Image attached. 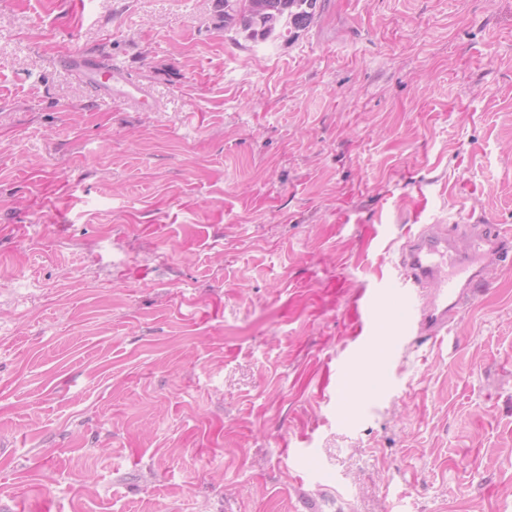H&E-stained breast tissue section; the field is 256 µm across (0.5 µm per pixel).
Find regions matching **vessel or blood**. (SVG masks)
<instances>
[{
	"label": "vessel or blood",
	"mask_w": 512,
	"mask_h": 512,
	"mask_svg": "<svg viewBox=\"0 0 512 512\" xmlns=\"http://www.w3.org/2000/svg\"><path fill=\"white\" fill-rule=\"evenodd\" d=\"M67 65L102 97L142 109L150 105L146 88L130 80L120 64L98 67L74 57ZM471 241V251L463 252L447 235L430 226L409 231L401 248L403 286L372 293L357 308L360 325L388 312L400 331L414 329L429 338L447 335L449 324L482 290L485 254H494L502 263L512 260V232L499 225H474Z\"/></svg>",
	"instance_id": "b4317fda"
}]
</instances>
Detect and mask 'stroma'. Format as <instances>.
I'll return each mask as SVG.
<instances>
[{
	"mask_svg": "<svg viewBox=\"0 0 512 512\" xmlns=\"http://www.w3.org/2000/svg\"><path fill=\"white\" fill-rule=\"evenodd\" d=\"M413 224L512 229V0L265 42L214 0H0V503L512 512V268L440 341L352 329ZM67 65L71 71L92 84L103 98L121 99L141 109L152 107L146 88L130 80L120 64L98 67L81 57H73Z\"/></svg>",
	"mask_w": 512,
	"mask_h": 512,
	"instance_id": "stroma-1",
	"label": "stroma"
}]
</instances>
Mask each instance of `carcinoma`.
Returning a JSON list of instances; mask_svg holds the SVG:
<instances>
[{
    "label": "carcinoma",
    "mask_w": 512,
    "mask_h": 512,
    "mask_svg": "<svg viewBox=\"0 0 512 512\" xmlns=\"http://www.w3.org/2000/svg\"><path fill=\"white\" fill-rule=\"evenodd\" d=\"M316 7L317 0H216V27L254 41L283 38L308 27Z\"/></svg>",
    "instance_id": "obj_1"
}]
</instances>
